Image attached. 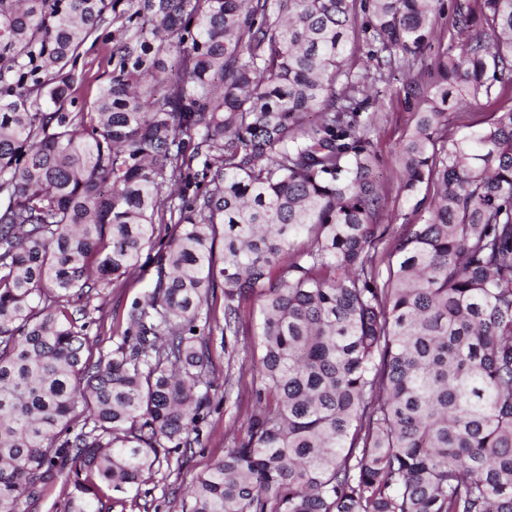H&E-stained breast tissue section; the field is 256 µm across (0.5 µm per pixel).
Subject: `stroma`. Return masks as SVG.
<instances>
[{
  "label": "stroma",
  "instance_id": "35a3bbf8",
  "mask_svg": "<svg viewBox=\"0 0 512 512\" xmlns=\"http://www.w3.org/2000/svg\"><path fill=\"white\" fill-rule=\"evenodd\" d=\"M112 42L98 43L78 61L79 81L73 95L76 106L92 102L105 85L112 70ZM407 75L403 71L392 74L389 82L378 83L384 98L379 109L365 111L360 120L371 128L373 152L376 157L375 178L385 198L382 218L386 224L405 223L411 215L402 191V171L397 160L401 143L411 132L415 114L423 106L419 97H406L404 86ZM151 272L137 271L114 282L101 294L92 295L87 305L88 341L92 349L109 350L112 338L126 327V312L134 299L142 298L151 285ZM240 412L224 410L212 412L203 428V445L189 452L187 460L170 459L159 472L145 474L138 496L113 494L107 506L111 512H183L187 502L182 489L201 474L208 465L221 457L231 438V429L240 428L253 410L249 387H241Z\"/></svg>",
  "mask_w": 512,
  "mask_h": 512
}]
</instances>
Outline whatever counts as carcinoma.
I'll list each match as a JSON object with an SVG mask.
<instances>
[{"mask_svg": "<svg viewBox=\"0 0 512 512\" xmlns=\"http://www.w3.org/2000/svg\"><path fill=\"white\" fill-rule=\"evenodd\" d=\"M443 13L0 0V512L59 481L67 512H103L104 489L202 446L216 330L261 369L188 512H512V0H454L452 26L479 32L434 60L397 154L427 216L396 231L359 120L367 76L345 68L358 32L376 80L428 67ZM113 16L117 61L72 112L80 51ZM480 99L498 103L486 125L448 134V110ZM145 251L152 287L93 352L71 299Z\"/></svg>", "mask_w": 512, "mask_h": 512, "instance_id": "1", "label": "carcinoma"}]
</instances>
